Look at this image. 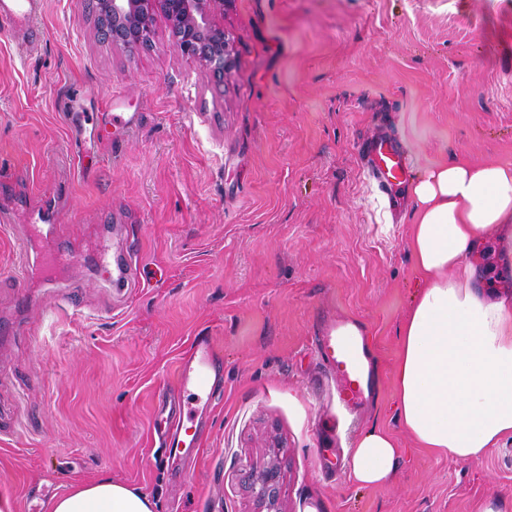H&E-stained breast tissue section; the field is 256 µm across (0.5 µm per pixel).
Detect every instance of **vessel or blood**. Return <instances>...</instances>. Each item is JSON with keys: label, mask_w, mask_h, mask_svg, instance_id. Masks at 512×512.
I'll return each mask as SVG.
<instances>
[{"label": "vessel or blood", "mask_w": 512, "mask_h": 512, "mask_svg": "<svg viewBox=\"0 0 512 512\" xmlns=\"http://www.w3.org/2000/svg\"><path fill=\"white\" fill-rule=\"evenodd\" d=\"M41 5L42 0H0V32L26 39ZM366 163L383 193L392 194L403 184L406 157L388 135H380L370 143ZM18 243L23 261L13 273L14 281L23 282L32 271H43L45 287L57 291V306H72V296L59 290L52 271L75 263L74 248L58 238L53 225L42 223L25 225ZM133 252L130 240H122L116 246L105 238L100 241L96 261L98 265L114 268L111 285L116 290L136 284ZM363 330V325L341 319L328 325L315 339V355L323 378L334 385L338 402L351 411L361 408L375 395L374 357ZM222 365V356L210 336L194 337L191 354L180 358L174 378L179 400L172 407L159 401L155 412V430L169 460H186L191 449L199 447L203 414L216 399Z\"/></svg>", "instance_id": "1"}]
</instances>
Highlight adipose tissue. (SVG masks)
Here are the masks:
<instances>
[{
    "label": "adipose tissue",
    "mask_w": 512,
    "mask_h": 512,
    "mask_svg": "<svg viewBox=\"0 0 512 512\" xmlns=\"http://www.w3.org/2000/svg\"><path fill=\"white\" fill-rule=\"evenodd\" d=\"M410 252L422 279L399 331L398 419L419 445L479 460L512 436V297L478 266L488 238L512 244V164L453 157L411 186ZM394 439L377 427L355 442L352 481L373 487L396 468ZM153 502L102 477L55 498L50 512H154Z\"/></svg>",
    "instance_id": "adipose-tissue-1"
}]
</instances>
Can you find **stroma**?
<instances>
[{"mask_svg": "<svg viewBox=\"0 0 512 512\" xmlns=\"http://www.w3.org/2000/svg\"><path fill=\"white\" fill-rule=\"evenodd\" d=\"M95 0H45L40 43L0 36V211L41 212L79 249L59 278L78 308L51 311L0 227V498L49 512L73 486L111 477L155 512H254L253 466L281 471V512H512V436L481 460L440 457L401 427L394 367L419 274L409 184L458 156L512 163V0H225L235 64L216 81L157 18L150 48L101 39ZM120 95L135 113L113 128ZM101 138L70 143L85 115ZM391 134L410 181L389 205L363 145ZM137 237L141 283L104 289L102 227ZM339 319L366 325L377 391L353 426L333 423L310 346ZM37 326L40 349L25 331ZM222 347L223 392L198 479L172 476L154 433L155 394L197 334ZM395 440L392 480L330 478V430Z\"/></svg>", "mask_w": 512, "mask_h": 512, "instance_id": "1", "label": "stroma"}]
</instances>
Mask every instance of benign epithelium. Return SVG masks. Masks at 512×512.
<instances>
[{"label": "benign epithelium", "instance_id": "obj_1", "mask_svg": "<svg viewBox=\"0 0 512 512\" xmlns=\"http://www.w3.org/2000/svg\"><path fill=\"white\" fill-rule=\"evenodd\" d=\"M159 13L182 53L204 63L218 81H224V73L234 63L233 44L224 31V0H97L98 31L114 46L147 48ZM250 488L257 512H279L277 468L253 469Z\"/></svg>", "mask_w": 512, "mask_h": 512}]
</instances>
